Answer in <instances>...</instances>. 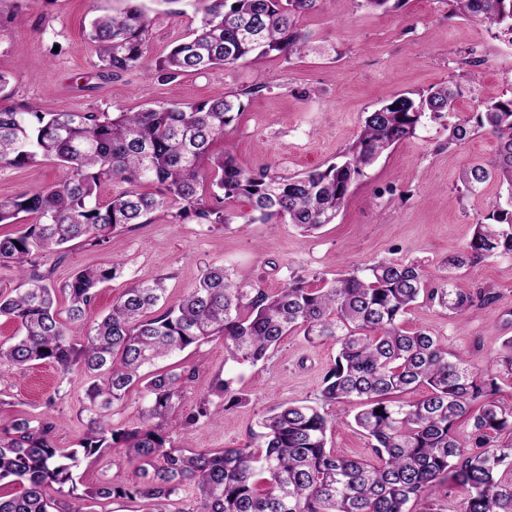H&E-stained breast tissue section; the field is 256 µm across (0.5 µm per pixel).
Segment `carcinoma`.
Masks as SVG:
<instances>
[{
    "label": "carcinoma",
    "mask_w": 512,
    "mask_h": 512,
    "mask_svg": "<svg viewBox=\"0 0 512 512\" xmlns=\"http://www.w3.org/2000/svg\"><path fill=\"white\" fill-rule=\"evenodd\" d=\"M124 2L116 14L95 16L88 32L99 68L111 76L141 66L148 35L142 0ZM322 2L192 0L199 25L159 61L156 73L171 80L273 53L299 57L310 42L299 19ZM453 6L454 14L486 24L512 44V0H453ZM456 97L457 87L448 82L416 97L395 96L367 113L341 161L288 177L269 167L246 170L230 151L214 152L243 111L238 94L137 112L0 108L1 167L51 160L65 169L53 184L0 198V224L25 225L14 237H0V263L20 271V285L0 292V318L18 326L15 341L0 345V359L19 368L47 361L92 379L84 454L109 440L120 444L135 477L125 487L79 488L76 452L50 441L54 422L19 418L0 430V482L19 487L0 494V512H95L99 499L136 496L167 512V502L186 485L198 494L191 512H410V503L419 512H440L437 494L446 483L463 493L457 512H512V407L497 399L500 382L512 381V336L479 369L469 355L402 323L421 298L468 314L473 297L456 288L455 271L493 256L512 257V97L486 102L463 118L455 113ZM443 119L450 146L480 130L496 138L495 159L468 167L463 184L474 191L496 180L507 185V196L474 225L463 248L448 253V276L434 288L412 263L377 262L316 287L293 272L276 293L211 265L171 305L165 279L138 281L96 318L97 288L120 273V263L80 270L57 287L53 269L31 260L36 251L58 254L73 241L100 246L113 230L161 213L174 223L226 228L233 223L229 205L240 199L249 205L246 224L283 221L317 230L336 219L365 168L425 121ZM114 180L127 187L100 201L101 185ZM149 184L155 190H143ZM60 294L68 303L64 321ZM292 333L310 343L332 338L339 346L319 402L273 409L238 448L166 445L163 427L178 412L193 373L149 367L215 338L224 340L229 359L254 365ZM231 385L219 379L212 390L226 410L241 401ZM136 387L145 393L140 425L126 429L105 420V411L122 406ZM419 388L420 400L401 398ZM336 404L354 408L370 459L331 448L335 422L324 407ZM213 418L212 401L204 397L179 425ZM55 485L68 487L65 509L48 494Z\"/></svg>",
    "instance_id": "carcinoma-1"
}]
</instances>
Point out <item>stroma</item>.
<instances>
[{
  "label": "stroma",
  "instance_id": "stroma-1",
  "mask_svg": "<svg viewBox=\"0 0 512 512\" xmlns=\"http://www.w3.org/2000/svg\"><path fill=\"white\" fill-rule=\"evenodd\" d=\"M119 7L118 0H0V73L10 79L8 105L34 104L45 112L137 111L237 94L243 112L225 128L218 148L230 149L244 168L268 165L293 176L338 161L367 112L393 96L424 93L452 80L460 87L461 114L512 96V46L484 25L453 15L449 0H401L387 10L362 0H324L320 10L300 20L313 46L303 58L272 55L173 80L151 69L197 26L194 9L186 0L171 7L149 4L146 69L105 77L85 29L92 16ZM446 139L440 124L420 127L366 168L335 222L310 235L278 222L236 220L210 230L158 216L131 230H114L103 246L76 241L64 255L46 253L39 261L53 268L59 284L81 269L121 261V275L97 292L98 314L140 279L164 278L170 300H177L210 264L234 269L270 293L283 287L292 270L316 285L389 260L423 265L436 280L448 272L449 252L466 245L475 224L505 193L495 181L474 193L460 190L464 169L495 156L497 141L490 133L479 132L456 147ZM64 175L52 162L0 167V197ZM455 285L480 293L470 315L454 316L421 300L405 314V328L429 331L449 351L493 358L512 336V258L466 267ZM336 351L333 340L311 344L299 334L287 336L267 361L254 365L226 361L220 340L187 348L169 361L175 371L194 374L180 413L194 408L219 377L232 379L244 400L217 422L169 430L170 439L206 451L244 444L271 409L317 400ZM89 384L80 372L65 374L44 361L23 369L0 362V427L46 415L56 424L53 444L79 449L88 430ZM75 475L87 486H125L133 468L121 448L110 447L81 458Z\"/></svg>",
  "mask_w": 512,
  "mask_h": 512
}]
</instances>
